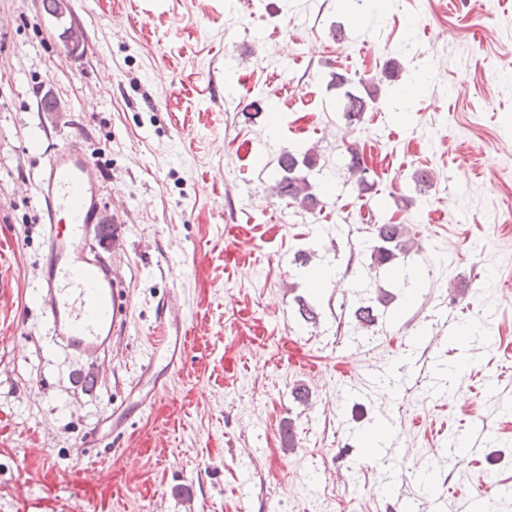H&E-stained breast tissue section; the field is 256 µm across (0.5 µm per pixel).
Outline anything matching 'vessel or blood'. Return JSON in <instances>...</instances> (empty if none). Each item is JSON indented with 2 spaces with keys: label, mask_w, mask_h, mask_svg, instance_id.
Here are the masks:
<instances>
[{
  "label": "vessel or blood",
  "mask_w": 512,
  "mask_h": 512,
  "mask_svg": "<svg viewBox=\"0 0 512 512\" xmlns=\"http://www.w3.org/2000/svg\"><path fill=\"white\" fill-rule=\"evenodd\" d=\"M95 170L75 136L45 156L34 189L46 258L33 299L55 340L101 367L119 341L127 306L111 263L97 248L102 228ZM157 315L161 334L129 382L127 401L112 410L111 435L125 434L131 413L152 408L185 367L184 309L164 302Z\"/></svg>",
  "instance_id": "b4317fda"
}]
</instances>
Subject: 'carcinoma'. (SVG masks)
Listing matches in <instances>:
<instances>
[{
    "mask_svg": "<svg viewBox=\"0 0 512 512\" xmlns=\"http://www.w3.org/2000/svg\"><path fill=\"white\" fill-rule=\"evenodd\" d=\"M380 87L377 83L364 86V93H347L345 116L353 121L361 118L362 114L373 108L379 98ZM350 155L346 171L348 178L356 180L360 187L368 184L363 172L367 167L363 165V157L360 151L350 145L347 147ZM319 164V154L313 148L299 149L296 151H284L277 160V176L272 185V192L286 198L300 209L313 213L321 200L312 192V186L307 178L300 174L301 169L311 170ZM374 244L370 250V263L368 267L372 271L390 265L409 249L411 242L409 227L406 224L383 223L376 224L373 228ZM354 317L359 328L376 333V316L370 306H360L354 312Z\"/></svg>",
    "mask_w": 512,
    "mask_h": 512,
    "instance_id": "carcinoma-1",
    "label": "carcinoma"
}]
</instances>
